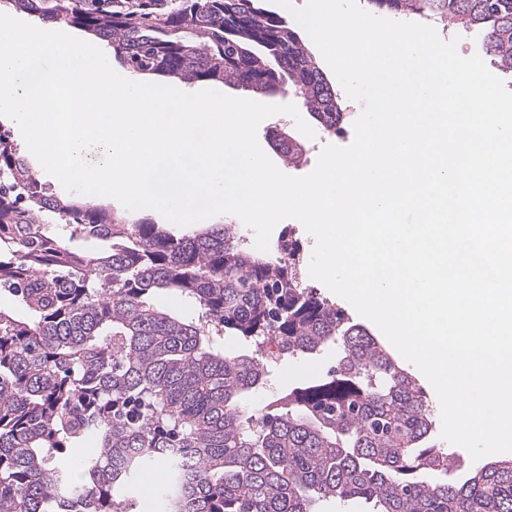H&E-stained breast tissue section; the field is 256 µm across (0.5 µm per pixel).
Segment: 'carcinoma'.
<instances>
[{
    "label": "carcinoma",
    "mask_w": 512,
    "mask_h": 512,
    "mask_svg": "<svg viewBox=\"0 0 512 512\" xmlns=\"http://www.w3.org/2000/svg\"><path fill=\"white\" fill-rule=\"evenodd\" d=\"M398 15L450 20L512 73V0H369ZM3 9L91 31L134 78L181 75L259 95L282 80L318 127L341 107L298 32L270 0H180L135 14L89 0H3ZM76 237L102 241L88 252ZM288 258L246 247L229 224L182 237L128 223L42 185L0 133V512H133L119 494L152 462L170 479L164 512H315L363 501L373 512H512V460L456 482L430 445L429 404L415 378L359 324L302 286ZM166 291L197 315L159 306ZM237 337L249 353L226 354ZM338 346L325 378L294 388L278 411L244 417L266 384L263 355L313 357ZM97 442L79 461L67 451Z\"/></svg>",
    "instance_id": "carcinoma-1"
}]
</instances>
